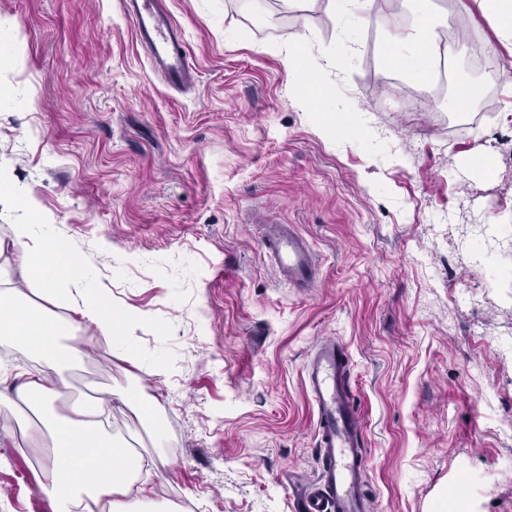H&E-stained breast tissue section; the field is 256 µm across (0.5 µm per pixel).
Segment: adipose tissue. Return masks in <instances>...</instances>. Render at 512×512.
Instances as JSON below:
<instances>
[{
  "mask_svg": "<svg viewBox=\"0 0 512 512\" xmlns=\"http://www.w3.org/2000/svg\"><path fill=\"white\" fill-rule=\"evenodd\" d=\"M408 2L414 23L393 35L390 47L408 76L420 80L425 57L438 51L436 30L444 20L430 0ZM7 252L24 284L0 279V344L36 357L38 365L15 385L9 371L0 372V405L24 406L39 418L23 437L43 450L49 481L41 490L52 512H160L152 488L138 475L158 470L163 459L137 452L103 425L110 396L79 406L58 402L66 384L60 370L80 355L86 325L112 346L126 337L128 318L114 310L109 293L89 287L86 266L69 244L36 235L32 222L10 225L0 236V255Z\"/></svg>",
  "mask_w": 512,
  "mask_h": 512,
  "instance_id": "ef3b65f1",
  "label": "adipose tissue"
}]
</instances>
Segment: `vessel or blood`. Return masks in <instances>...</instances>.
Segmentation results:
<instances>
[{"label": "vessel or blood", "instance_id": "b4317fda", "mask_svg": "<svg viewBox=\"0 0 512 512\" xmlns=\"http://www.w3.org/2000/svg\"><path fill=\"white\" fill-rule=\"evenodd\" d=\"M137 41L149 51L153 70L176 89L189 88L194 68L183 30L163 8L161 0H123ZM264 254L274 260L284 280L304 291L315 287L318 268L308 238L294 225L266 221ZM308 390L317 411L320 475L298 502L299 512H370L364 490L366 460L362 425L354 407L347 358L342 345H317L305 368Z\"/></svg>", "mask_w": 512, "mask_h": 512}]
</instances>
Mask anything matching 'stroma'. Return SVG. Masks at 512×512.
<instances>
[{"mask_svg":"<svg viewBox=\"0 0 512 512\" xmlns=\"http://www.w3.org/2000/svg\"><path fill=\"white\" fill-rule=\"evenodd\" d=\"M165 2L198 74L187 94L152 71L121 0H0L16 50L0 63V170L92 286L142 317L138 361L102 344L66 378L111 392L113 433L162 428L157 501L295 512L320 469L304 367L337 340L372 512H429L453 482L476 512H512V46L478 0H432L453 63L442 97L416 104L386 55L408 7L367 0L369 24L344 27L320 0ZM301 41L323 102L287 87ZM325 109L353 134L320 126ZM265 215L312 243L308 294L263 254ZM16 425L0 411V512H51Z\"/></svg>","mask_w":512,"mask_h":512,"instance_id":"35a3bbf8","label":"stroma"}]
</instances>
